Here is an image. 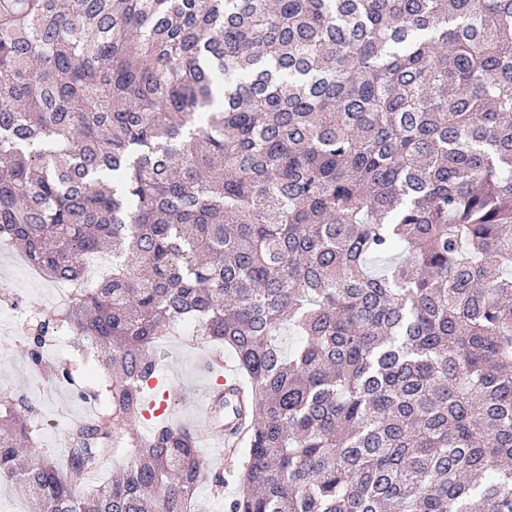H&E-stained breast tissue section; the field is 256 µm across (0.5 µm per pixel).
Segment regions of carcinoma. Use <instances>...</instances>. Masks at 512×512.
Wrapping results in <instances>:
<instances>
[{"label":"carcinoma","instance_id":"1","mask_svg":"<svg viewBox=\"0 0 512 512\" xmlns=\"http://www.w3.org/2000/svg\"><path fill=\"white\" fill-rule=\"evenodd\" d=\"M1 242L69 285L32 372L104 371L61 459L0 395L24 512L224 485L135 431L179 326L243 386L224 512H512V0H0Z\"/></svg>","mask_w":512,"mask_h":512}]
</instances>
